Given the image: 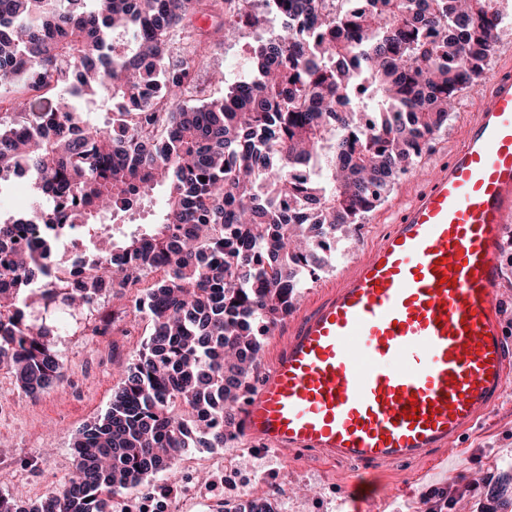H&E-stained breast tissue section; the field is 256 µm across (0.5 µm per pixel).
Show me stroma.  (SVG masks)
<instances>
[{
    "mask_svg": "<svg viewBox=\"0 0 512 512\" xmlns=\"http://www.w3.org/2000/svg\"><path fill=\"white\" fill-rule=\"evenodd\" d=\"M252 10L260 15V24L242 27L235 40L212 48L199 73L201 81L209 82L214 72L224 74L238 69L249 59L258 40L278 33V19L266 14L261 0H253ZM509 60L512 61V24L498 33L487 77L458 92L447 128L433 136L416 167L393 181L384 203L368 213L361 226L340 234L335 248L327 253V267L306 280L301 306L312 303L324 289L338 282L342 270L363 258L410 193L447 160L474 115L478 97L488 88L490 75ZM65 324L63 382L29 398L0 371V404L5 407L0 413V494L34 501L60 490L74 467L73 443L78 431L106 411L121 382L119 369L132 363L148 334L143 322L135 333L127 335L117 330L108 336L90 335L70 318ZM460 445V450L449 455L447 473L431 486L413 484L414 466H388L384 487L371 489L362 499V512H425V496L430 488H445L452 480L496 482L503 470L512 468V389L475 431L463 437ZM215 456V450L210 448L185 449L176 473L157 475L153 484L158 489L171 488L179 495L186 476H193L197 488L192 512H222L225 502L238 499L243 473L258 470L284 488L273 503L275 512H337L342 487L349 476L348 469L326 465L301 452L269 451L258 458L239 459V474L228 478ZM409 483L414 486L410 493L405 490Z\"/></svg>",
    "mask_w": 512,
    "mask_h": 512,
    "instance_id": "obj_1",
    "label": "stroma"
}]
</instances>
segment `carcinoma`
Listing matches in <instances>:
<instances>
[{"label":"carcinoma","mask_w":512,"mask_h":512,"mask_svg":"<svg viewBox=\"0 0 512 512\" xmlns=\"http://www.w3.org/2000/svg\"><path fill=\"white\" fill-rule=\"evenodd\" d=\"M336 1L262 0L279 33L216 97L204 54L258 23L249 0H0V187L36 181L31 206L0 220V368L30 398L63 381L45 315L108 291L150 326L110 407L79 430L62 490L27 506L0 496V512H112L129 487L152 494L184 449L237 440L266 336L329 236L385 201L485 74L501 27L492 0ZM119 31L133 40L114 58ZM147 85L152 102L113 111ZM159 187L156 222L126 224ZM74 230L93 248L63 261ZM52 264L73 274L54 281Z\"/></svg>","instance_id":"carcinoma-1"}]
</instances>
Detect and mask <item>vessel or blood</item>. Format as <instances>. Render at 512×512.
Returning a JSON list of instances; mask_svg holds the SVG:
<instances>
[{"mask_svg": "<svg viewBox=\"0 0 512 512\" xmlns=\"http://www.w3.org/2000/svg\"><path fill=\"white\" fill-rule=\"evenodd\" d=\"M512 223V73L346 280L302 309L240 410L257 450L374 471L448 463L512 383L497 293ZM417 418H409L410 408Z\"/></svg>", "mask_w": 512, "mask_h": 512, "instance_id": "b4317fda", "label": "vessel or blood"}]
</instances>
